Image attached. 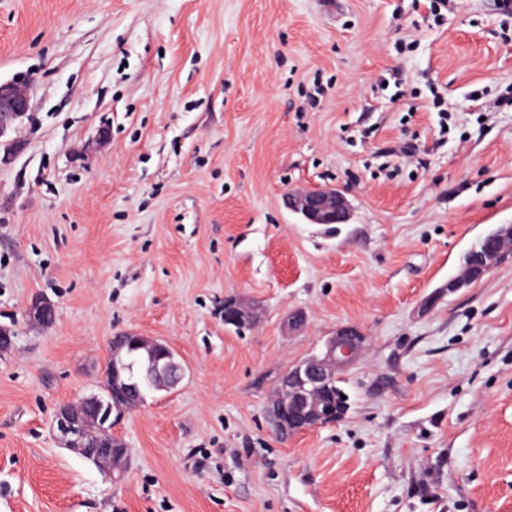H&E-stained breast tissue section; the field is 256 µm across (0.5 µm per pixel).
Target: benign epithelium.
Segmentation results:
<instances>
[{
  "instance_id": "obj_1",
  "label": "benign epithelium",
  "mask_w": 512,
  "mask_h": 512,
  "mask_svg": "<svg viewBox=\"0 0 512 512\" xmlns=\"http://www.w3.org/2000/svg\"><path fill=\"white\" fill-rule=\"evenodd\" d=\"M28 111L27 90L10 83L0 84V138L6 136ZM287 205L309 224H345L351 214L347 197L334 188L296 189L288 193ZM494 239L496 244L482 252L474 249L466 252L461 272L448 281L451 291L468 287L475 275H486L504 259L512 246V224L500 225ZM50 312H55L54 305L42 297L35 298L28 309V315L38 324L43 323ZM259 315L258 307L235 300L224 312V323L238 325L245 318L254 322ZM126 342L150 354L152 364L148 376L158 389L172 390L182 382L185 368L166 343L124 332L110 340V358L102 384L105 399L91 394L61 406L53 426L59 444L78 451L97 465L107 466L111 472L122 471L126 455L116 457L112 455V449L97 447L86 433L85 422L93 416L100 420L103 431L110 433L129 411L144 405L145 398L138 381L126 384L122 392H116L122 347ZM364 343L365 336L357 328L340 326L325 340L320 353L291 365L270 401L269 419L273 427L281 430L288 426L300 431L318 419L324 424L335 422L332 384L358 360Z\"/></svg>"
}]
</instances>
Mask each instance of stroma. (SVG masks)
<instances>
[{
  "instance_id": "obj_1",
  "label": "stroma",
  "mask_w": 512,
  "mask_h": 512,
  "mask_svg": "<svg viewBox=\"0 0 512 512\" xmlns=\"http://www.w3.org/2000/svg\"><path fill=\"white\" fill-rule=\"evenodd\" d=\"M445 2L0 0L30 96L0 165V512H512V258L438 293L512 224V0ZM305 187L349 222L290 212ZM342 325L368 338L349 413L277 435L281 375ZM126 331L186 376L116 426L112 479L52 422ZM286 199L288 209L309 224H345L350 219L347 197L334 188L296 189ZM259 315L258 307L234 300L232 306L228 307L226 312L224 310V323L238 325L243 321V318H247L253 323L259 318Z\"/></svg>"
}]
</instances>
